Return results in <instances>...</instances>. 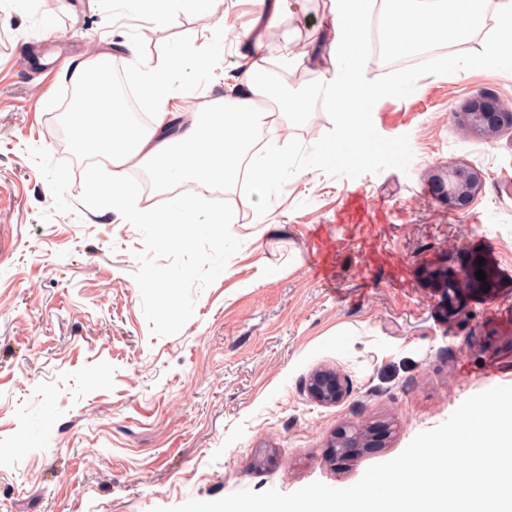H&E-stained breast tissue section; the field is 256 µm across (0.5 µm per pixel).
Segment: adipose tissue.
Returning <instances> with one entry per match:
<instances>
[{"label":"adipose tissue","instance_id":"ef3b65f1","mask_svg":"<svg viewBox=\"0 0 512 512\" xmlns=\"http://www.w3.org/2000/svg\"><path fill=\"white\" fill-rule=\"evenodd\" d=\"M332 2L328 29L338 96L327 102L330 111L338 99L355 101L364 89L359 78L367 48L361 27L370 6V0ZM386 4L385 33L393 51L400 54L433 41L466 42L485 19L483 0H386ZM265 72L264 59L250 57L241 74L225 76L224 94L210 103L208 111L170 112L166 106L172 89L167 74L146 65L139 68L138 80L155 107L151 124L129 125L122 113L108 107L100 109V118L93 124L72 122L74 141L106 157L112 166V182L105 195L113 209L127 212L132 224H190L199 232L221 221L217 215L201 217L197 198L191 194L183 196L172 213L141 205L126 181L131 164L154 172L164 186L231 183L244 165L271 186L287 176L288 164L276 147L247 150L253 129L264 118L260 103L268 96Z\"/></svg>","mask_w":512,"mask_h":512}]
</instances>
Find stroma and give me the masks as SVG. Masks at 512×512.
Here are the masks:
<instances>
[{
    "mask_svg": "<svg viewBox=\"0 0 512 512\" xmlns=\"http://www.w3.org/2000/svg\"><path fill=\"white\" fill-rule=\"evenodd\" d=\"M258 50L322 43L331 0H288ZM257 0H223L163 27L136 0H31L0 11V512H152L233 492L356 484L470 396L512 386V131L464 133L455 117L512 72L421 77L373 108L408 136V170L295 174L265 215L245 194L201 195L210 231L129 224L106 211L57 144L75 61L108 50L168 70V109L224 93L245 44L213 51L202 77L181 46L250 29ZM277 145L313 146L332 121H275ZM466 166L483 187L463 212L434 200L430 170ZM188 236L183 246L161 238ZM482 260L491 288L457 282ZM339 372L341 403L305 392ZM387 421L381 447L332 459L339 430Z\"/></svg>",
    "mask_w": 512,
    "mask_h": 512,
    "instance_id": "1",
    "label": "stroma"
}]
</instances>
